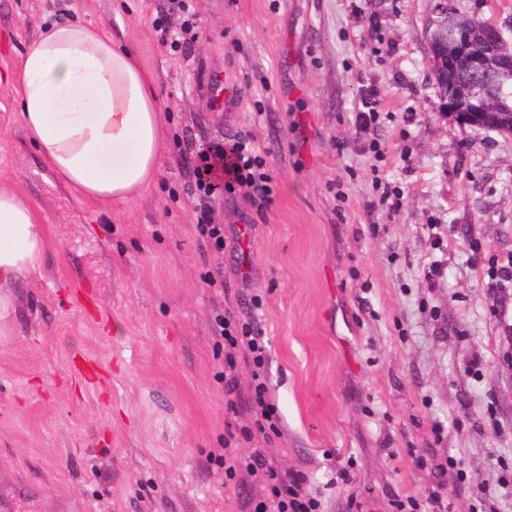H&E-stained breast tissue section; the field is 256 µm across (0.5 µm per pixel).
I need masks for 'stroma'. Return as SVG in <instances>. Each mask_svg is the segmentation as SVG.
<instances>
[{
  "mask_svg": "<svg viewBox=\"0 0 512 512\" xmlns=\"http://www.w3.org/2000/svg\"><path fill=\"white\" fill-rule=\"evenodd\" d=\"M190 3L181 49L152 29L182 22L175 0H0V187L33 200L52 254L12 285L0 335V512H238L262 489L211 461L231 433L239 452L305 474L322 512H355L352 491L366 512L434 493L457 512H512V283L497 280L512 136L440 111L429 0ZM48 20L104 26L156 77L165 148L132 203L75 197L23 137L12 80ZM210 72L236 85L231 107L212 102ZM370 92L380 105L361 130ZM239 132L272 201L217 196L213 223L239 238L219 250L195 229L188 169ZM219 314L267 343L269 439L239 435Z\"/></svg>",
  "mask_w": 512,
  "mask_h": 512,
  "instance_id": "1",
  "label": "stroma"
}]
</instances>
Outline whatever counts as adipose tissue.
Wrapping results in <instances>:
<instances>
[{"label":"adipose tissue","instance_id":"adipose-tissue-1","mask_svg":"<svg viewBox=\"0 0 512 512\" xmlns=\"http://www.w3.org/2000/svg\"><path fill=\"white\" fill-rule=\"evenodd\" d=\"M21 127L46 169L79 197L127 204L154 182L164 145L156 80L102 26L44 24L20 60ZM50 253L33 202L0 187V319L19 277Z\"/></svg>","mask_w":512,"mask_h":512}]
</instances>
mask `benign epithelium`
I'll list each match as a JSON object with an SVG mask.
<instances>
[{
  "mask_svg": "<svg viewBox=\"0 0 512 512\" xmlns=\"http://www.w3.org/2000/svg\"><path fill=\"white\" fill-rule=\"evenodd\" d=\"M429 64L445 110L458 122L500 131L512 127L506 111L507 80L512 79V49L493 21L458 11L453 0H430L425 21ZM476 85L458 88L462 76Z\"/></svg>",
  "mask_w": 512,
  "mask_h": 512,
  "instance_id": "1",
  "label": "benign epithelium"
}]
</instances>
